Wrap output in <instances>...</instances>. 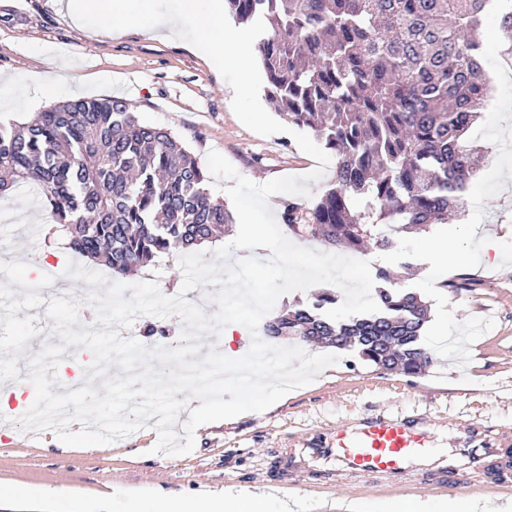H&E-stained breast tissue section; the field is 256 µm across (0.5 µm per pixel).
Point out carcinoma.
I'll return each instance as SVG.
<instances>
[{
	"label": "carcinoma",
	"instance_id": "1",
	"mask_svg": "<svg viewBox=\"0 0 512 512\" xmlns=\"http://www.w3.org/2000/svg\"><path fill=\"white\" fill-rule=\"evenodd\" d=\"M256 44L270 101L336 154L311 206L284 203V231L325 249L395 248L401 233L448 223L487 152L466 139L490 85L480 32L493 13L512 54V0H224ZM43 189L69 248L114 276L210 242L233 223L196 156L116 97L59 102L25 126L0 121V196ZM354 196L369 198L352 209ZM380 311L332 320L330 291L266 325L386 371L419 375L427 306L377 270Z\"/></svg>",
	"mask_w": 512,
	"mask_h": 512
}]
</instances>
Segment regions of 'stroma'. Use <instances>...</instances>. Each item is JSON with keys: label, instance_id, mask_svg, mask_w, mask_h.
<instances>
[{"label": "stroma", "instance_id": "1", "mask_svg": "<svg viewBox=\"0 0 512 512\" xmlns=\"http://www.w3.org/2000/svg\"><path fill=\"white\" fill-rule=\"evenodd\" d=\"M40 48L47 54L39 62L33 54ZM36 66L47 77L69 78L74 98L127 100L142 122L168 130L198 159L217 151L254 183L303 176L316 166L290 135L262 136L245 127L232 110L231 86L191 44L140 28L110 35L76 25L60 0H0V76ZM495 85V99L472 133L491 159L472 179L464 210L473 242L503 234L512 255V75ZM48 106L29 85L0 101V120L25 123ZM1 243L20 261L0 273V300L7 303L0 312V387L19 378L26 386L9 415H0V429L12 434L0 446V512H132L134 502L155 496L187 505L237 491L286 500L290 512H392L416 502L427 503L429 512H469L476 502L484 512L512 507V490L453 478L434 490L345 478L288 488L263 473L278 449L302 447L314 433L350 425L362 413H428L431 445L439 452L474 431L512 438V270L431 273L413 234L393 251L361 252L372 269L399 272L398 288L420 293L430 320L447 319L445 339L427 343L436 356L431 367L419 376L383 372L343 351L312 383L265 411L197 429L191 452L153 455V429L88 447L19 430L22 405L35 398L28 363L60 342L46 316L50 298L75 296L83 320L96 311L88 291L64 276L65 261L50 258L64 248V237L28 189L0 209ZM35 253L47 262L31 266ZM463 278L470 289L451 291L450 283Z\"/></svg>", "mask_w": 512, "mask_h": 512}]
</instances>
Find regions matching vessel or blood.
Returning a JSON list of instances; mask_svg holds the SVG:
<instances>
[{"mask_svg":"<svg viewBox=\"0 0 512 512\" xmlns=\"http://www.w3.org/2000/svg\"><path fill=\"white\" fill-rule=\"evenodd\" d=\"M428 420L424 413L359 415L353 425L314 434L303 447L281 449L268 477L291 485L299 480L321 484L339 475L379 478L396 488L442 485L446 476L454 473V466L431 467L419 461L430 443ZM452 454L464 459L471 484L483 485L490 476L500 487H512V450L488 442L469 443L453 448Z\"/></svg>","mask_w":512,"mask_h":512,"instance_id":"obj_1","label":"vessel or blood"}]
</instances>
